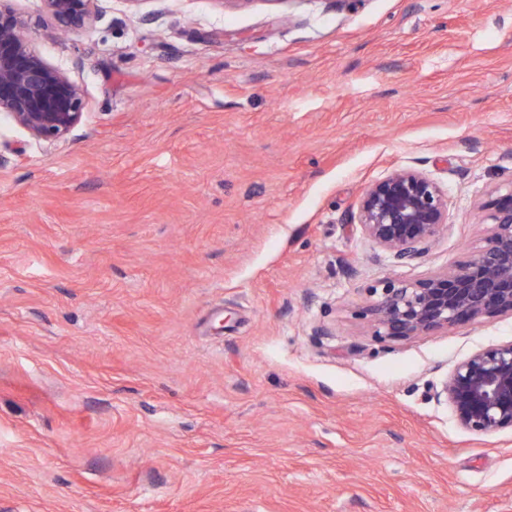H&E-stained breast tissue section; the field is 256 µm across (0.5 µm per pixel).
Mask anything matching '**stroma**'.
Returning a JSON list of instances; mask_svg holds the SVG:
<instances>
[{
    "instance_id": "1",
    "label": "stroma",
    "mask_w": 512,
    "mask_h": 512,
    "mask_svg": "<svg viewBox=\"0 0 512 512\" xmlns=\"http://www.w3.org/2000/svg\"><path fill=\"white\" fill-rule=\"evenodd\" d=\"M85 93L0 115V512H512V429L435 391L512 317L379 341L369 286L483 243L512 177V0H100L48 36ZM408 168L448 222L398 260L354 222Z\"/></svg>"
}]
</instances>
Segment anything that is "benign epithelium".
<instances>
[{"instance_id": "obj_1", "label": "benign epithelium", "mask_w": 512, "mask_h": 512, "mask_svg": "<svg viewBox=\"0 0 512 512\" xmlns=\"http://www.w3.org/2000/svg\"><path fill=\"white\" fill-rule=\"evenodd\" d=\"M0 0V112L36 142L60 141L79 124L86 100L67 73L31 45L27 21ZM99 0H43L57 33L75 34L98 14ZM489 226L463 260L415 281L386 278L370 286L378 299L363 310L379 340H409L470 322L512 316V180L477 207ZM448 223V200L425 174L397 169L362 193L357 224L400 260L420 256ZM436 397L464 430L512 429V341L474 351L441 381Z\"/></svg>"}]
</instances>
